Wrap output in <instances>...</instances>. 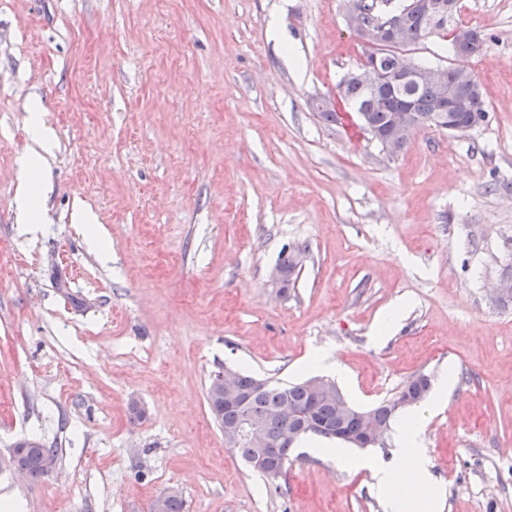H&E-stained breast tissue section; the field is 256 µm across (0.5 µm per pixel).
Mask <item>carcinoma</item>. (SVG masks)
Returning <instances> with one entry per match:
<instances>
[{"label": "carcinoma", "mask_w": 512, "mask_h": 512, "mask_svg": "<svg viewBox=\"0 0 512 512\" xmlns=\"http://www.w3.org/2000/svg\"><path fill=\"white\" fill-rule=\"evenodd\" d=\"M359 12L361 23L366 28L375 29L388 14L402 9V5L393 4V0H353ZM452 17L431 22V14L425 0H418L415 8L408 14L406 28L409 44L417 43L419 33L434 29L450 41V49L457 55H475L480 53L475 46L461 42L453 37L448 29ZM338 89L352 103L355 111L368 117L372 127L380 134L387 135L392 129L393 113L400 104L409 102L418 130L441 126L475 127L483 125L490 109L483 97L480 85L465 91L460 104L453 112H444L448 89L439 84L418 81L411 86L395 87L386 96L370 93L360 84L348 81L339 82ZM308 254L305 244L283 250L278 265L286 275V283L281 291L285 292L296 281L293 275V255ZM325 386L318 398H313L310 388L311 379L283 384L271 378L259 379L253 375L236 372L233 394L244 398L245 407L238 414L226 412L220 417L211 412L214 421L221 430L238 426L242 421H250L265 431L270 447L266 449L265 461L260 472L276 479L282 475L288 454L293 445L308 437H317L328 442H342L352 446L360 436L363 415L368 414L389 432L395 418L405 409L427 398L430 392V379L420 375L409 381L392 396L379 401L369 409L349 406L350 412L340 415L337 407L344 398L335 382L324 379ZM58 456V450L37 438H28L16 443L11 452L12 461L24 466L28 476L39 479L46 476L41 464V456Z\"/></svg>", "instance_id": "obj_1"}]
</instances>
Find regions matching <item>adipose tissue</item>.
I'll list each match as a JSON object with an SVG mask.
<instances>
[{"label": "adipose tissue", "instance_id": "1", "mask_svg": "<svg viewBox=\"0 0 512 512\" xmlns=\"http://www.w3.org/2000/svg\"><path fill=\"white\" fill-rule=\"evenodd\" d=\"M424 429L423 413L406 414L397 426L402 448L391 460L381 462L372 456L354 459L357 467L371 470L389 512H427L434 481L428 460L419 447Z\"/></svg>", "mask_w": 512, "mask_h": 512}]
</instances>
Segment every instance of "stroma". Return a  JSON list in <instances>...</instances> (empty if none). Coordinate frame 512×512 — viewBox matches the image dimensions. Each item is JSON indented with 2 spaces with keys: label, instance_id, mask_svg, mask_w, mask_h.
<instances>
[{
  "label": "stroma",
  "instance_id": "1",
  "mask_svg": "<svg viewBox=\"0 0 512 512\" xmlns=\"http://www.w3.org/2000/svg\"><path fill=\"white\" fill-rule=\"evenodd\" d=\"M460 11L490 36L481 54L440 34L407 53L474 73L489 118L390 156L310 105L368 51L347 0H0V499L14 512H150L171 488L184 512H385L369 470L301 443L271 482L208 409L214 373L294 382L315 354L363 409L421 374L447 383L422 436L436 512H512V299L492 292L512 275V0ZM32 109L57 148L44 222L24 234ZM298 243L310 256L279 292L270 271ZM30 436L58 450L38 481L11 460Z\"/></svg>",
  "mask_w": 512,
  "mask_h": 512
}]
</instances>
